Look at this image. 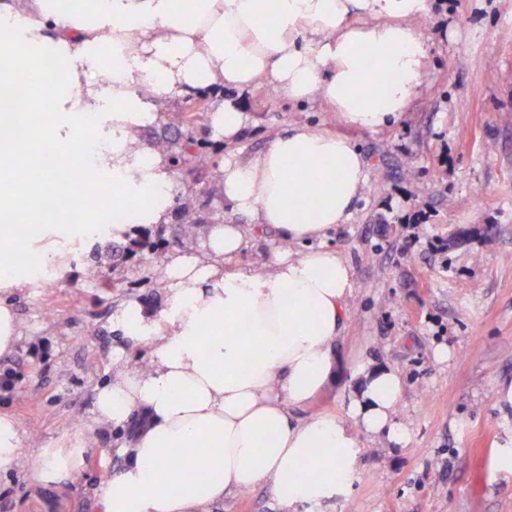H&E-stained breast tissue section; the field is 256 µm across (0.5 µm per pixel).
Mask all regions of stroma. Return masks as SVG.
Instances as JSON below:
<instances>
[{
	"mask_svg": "<svg viewBox=\"0 0 512 512\" xmlns=\"http://www.w3.org/2000/svg\"><path fill=\"white\" fill-rule=\"evenodd\" d=\"M427 91L392 128L350 136L370 184L331 243L355 282L339 341L338 384L308 413L347 412L345 391L363 365L392 367L404 381L397 416L405 444L365 439L362 477L349 497L310 512H512V472L499 470L512 411L496 395L512 381V0H436ZM237 100L251 116L245 135L205 134L218 157L264 150L289 124L336 132L322 102L301 107L259 81ZM164 256L206 253L209 228L185 244L178 225L151 224ZM35 249L64 261L45 284L15 292L20 336L0 356L15 371L0 410L23 436L17 466L0 472V512H96L95 496L124 463L122 434L94 425L95 400L112 357L146 359V343L116 325L131 305H167L162 266L126 242L44 238ZM40 448H79L76 478L39 476ZM211 512H280L272 485L225 497Z\"/></svg>",
	"mask_w": 512,
	"mask_h": 512,
	"instance_id": "obj_1",
	"label": "stroma"
}]
</instances>
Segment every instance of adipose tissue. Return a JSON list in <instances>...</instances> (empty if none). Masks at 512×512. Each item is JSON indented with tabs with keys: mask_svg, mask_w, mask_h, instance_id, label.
Wrapping results in <instances>:
<instances>
[{
	"mask_svg": "<svg viewBox=\"0 0 512 512\" xmlns=\"http://www.w3.org/2000/svg\"><path fill=\"white\" fill-rule=\"evenodd\" d=\"M433 0H0V354L17 341L8 301L40 282L51 256L17 245L102 223L111 198L115 239L167 223L173 170L130 131L158 125L157 104L201 88L244 91L265 80L297 102L321 99L347 127L396 124L420 93L428 42L420 25ZM45 74L24 100L25 75ZM249 116L234 98L212 112L215 138L239 139ZM66 172L45 167L48 150ZM111 177L93 206L53 215L85 192L86 170ZM225 203L281 244L260 268L231 267L246 247L242 225H213L206 257L181 254L162 277L168 303L117 323L146 342L150 362L117 361L96 397L97 420L125 430V463L97 496V512H210L226 494L269 482L284 512L340 498L361 475L365 437L401 444L395 419L404 383L362 366L346 415L296 417L339 379L337 341L354 281L328 233L348 223L369 168L346 135L297 124L265 150L225 159ZM196 458L178 470L175 449Z\"/></svg>",
	"mask_w": 512,
	"mask_h": 512,
	"instance_id": "ef3b65f1",
	"label": "adipose tissue"
}]
</instances>
